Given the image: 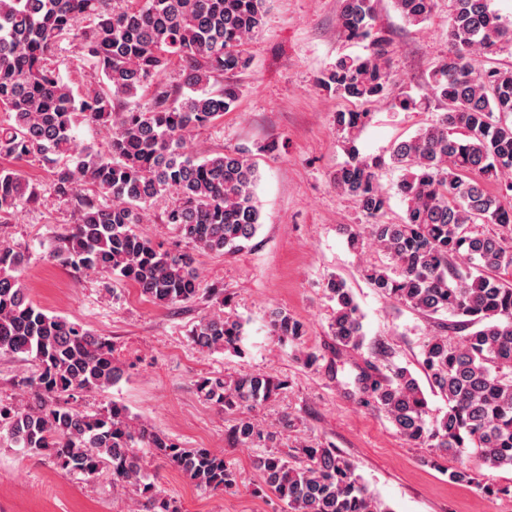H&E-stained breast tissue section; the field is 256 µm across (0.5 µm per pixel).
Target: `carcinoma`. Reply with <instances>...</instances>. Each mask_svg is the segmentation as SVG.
<instances>
[{
	"label": "carcinoma",
	"mask_w": 512,
	"mask_h": 512,
	"mask_svg": "<svg viewBox=\"0 0 512 512\" xmlns=\"http://www.w3.org/2000/svg\"><path fill=\"white\" fill-rule=\"evenodd\" d=\"M267 0H0V158L38 161L53 174L56 193L76 220L44 259L130 284L161 306L197 295L192 254L172 253L137 233L146 212L164 195L162 214L180 237L208 252L248 248L261 226L256 164L247 152L199 156L185 151L188 135L237 107L241 89L224 75L246 69L245 39L263 20ZM492 0H453L448 56L429 72L433 96L446 112L395 144L391 165L406 205L396 222L384 221L389 196L380 187L382 158L359 154L356 135L369 112H338L348 160L335 184L370 220L367 237L386 256L365 278L379 293L446 325L457 340L439 335L423 346L422 367L447 410L429 417L418 379L405 367L377 378L370 369L358 389L381 409L397 433L456 459L448 481L471 483L464 461L473 448L491 468L512 467V251L487 229L512 226V69L491 64L499 45L512 41ZM412 25L427 21L434 0H395ZM374 0H343L339 25L349 41L369 44L365 56H344L322 71L327 91L367 103L390 82L389 38L372 24ZM64 40L79 43L82 58L101 80L77 91L64 82L53 54ZM178 65L182 85L162 76ZM151 91V103L130 99ZM80 122L108 127V152L82 149L72 131ZM39 198L38 184L0 168V223L18 205ZM21 255L0 247V352L35 363L24 380L27 399L0 404V444L45 453L61 469L110 471L116 486H140L149 512H180L147 479L145 456L170 463L196 485L222 491L236 485L224 455L185 448L133 422L116 404L90 414L78 401L117 384L125 369L112 358L111 342L35 305L17 272ZM326 291L336 302L329 324L336 348H361L363 314L345 279L332 276ZM282 341L298 342L303 324L279 310L269 323ZM207 350H239L244 322L230 315L202 319L191 331ZM286 381L244 372L235 378L203 377L198 392L226 411L250 410L270 400ZM234 440L261 443L255 460L265 486L290 512H386L353 464L332 447L303 446L304 467L272 450L276 431L249 416L239 419Z\"/></svg>",
	"instance_id": "carcinoma-1"
}]
</instances>
